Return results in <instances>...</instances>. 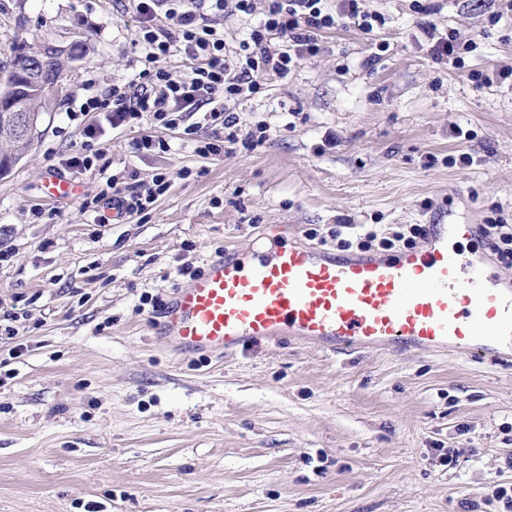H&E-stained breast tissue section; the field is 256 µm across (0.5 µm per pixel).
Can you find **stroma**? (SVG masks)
<instances>
[{
    "label": "stroma",
    "mask_w": 512,
    "mask_h": 512,
    "mask_svg": "<svg viewBox=\"0 0 512 512\" xmlns=\"http://www.w3.org/2000/svg\"><path fill=\"white\" fill-rule=\"evenodd\" d=\"M435 2L474 42L461 66L431 61L412 0H369L385 25L326 31L319 54L232 104L241 128L267 129L254 149L204 159L178 129H110L106 174L56 202L42 179L100 121L80 104L134 80L138 22L127 0H0V69L13 46L83 36L64 95L0 178V318L17 316L0 334V512H503L485 496L512 486V362L290 342L180 356L139 307L189 286L180 267L270 247L272 224L291 243L311 228L512 225V11ZM150 133L168 151L133 153ZM132 172L171 186L144 213L89 223L82 198Z\"/></svg>",
    "instance_id": "1"
}]
</instances>
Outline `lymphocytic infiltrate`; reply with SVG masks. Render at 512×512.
Masks as SVG:
<instances>
[{
    "mask_svg": "<svg viewBox=\"0 0 512 512\" xmlns=\"http://www.w3.org/2000/svg\"><path fill=\"white\" fill-rule=\"evenodd\" d=\"M254 0H130L139 23V39L133 61L139 68L135 82L113 86L110 94L93 96L82 104L85 112L104 113L112 128L132 127L152 118L165 129H182L197 138L196 153L205 159L223 155L225 144H250L254 132L237 126L229 104L244 92H257L269 76L286 78L291 68L320 50V35L340 26L354 25L364 34L385 22L381 13L369 10L367 0H267L263 17L237 48H227L224 33L212 22L213 15H249ZM421 19L417 27L428 44L434 63H457L470 45L443 28L438 9L429 0L415 6ZM181 55L190 69L188 79H178L159 68L161 58ZM214 129L213 137L198 139L200 128ZM106 190L83 200L82 212L93 223L109 218L100 209L104 198H112L127 213L146 211L167 192L170 178L155 174L151 185L133 183L118 188L108 177ZM425 227L409 224L391 236L367 230L355 239L337 238V249L370 252L415 246Z\"/></svg>",
    "mask_w": 512,
    "mask_h": 512,
    "instance_id": "1",
    "label": "lymphocytic infiltrate"
}]
</instances>
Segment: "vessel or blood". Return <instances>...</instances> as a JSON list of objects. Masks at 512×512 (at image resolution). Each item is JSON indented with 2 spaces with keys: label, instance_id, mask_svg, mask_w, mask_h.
<instances>
[{
  "label": "vessel or blood",
  "instance_id": "b4317fda",
  "mask_svg": "<svg viewBox=\"0 0 512 512\" xmlns=\"http://www.w3.org/2000/svg\"><path fill=\"white\" fill-rule=\"evenodd\" d=\"M44 187L54 199L78 193L73 179L52 173ZM479 231L476 224H430L424 248L394 258L301 243L269 259L227 250L175 291L157 334L180 355L221 356L289 340L332 353L371 347L512 359V279L493 272L481 252L463 262L449 249Z\"/></svg>",
  "mask_w": 512,
  "mask_h": 512
}]
</instances>
